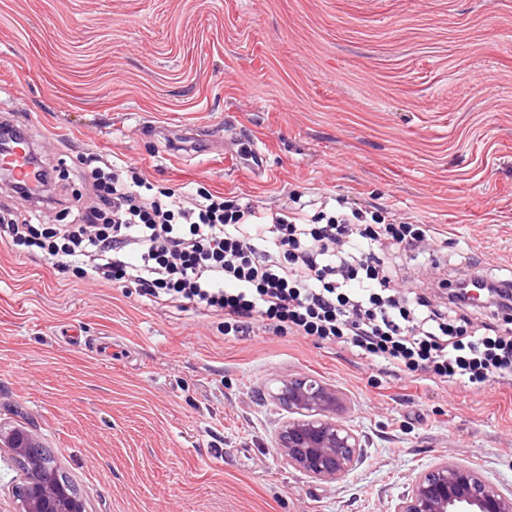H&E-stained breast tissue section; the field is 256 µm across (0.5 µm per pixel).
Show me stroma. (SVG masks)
<instances>
[{"label":"stroma","mask_w":512,"mask_h":512,"mask_svg":"<svg viewBox=\"0 0 512 512\" xmlns=\"http://www.w3.org/2000/svg\"><path fill=\"white\" fill-rule=\"evenodd\" d=\"M0 111L63 201L96 153L268 211L342 196L431 225L392 260L402 289L475 260L512 279V0H0ZM245 134L270 148L258 179L222 155ZM295 375L338 388L364 440L335 482L273 449L268 390ZM0 425L36 432L88 512H385L445 457L512 487V384L401 379L259 324L228 340L1 246Z\"/></svg>","instance_id":"stroma-1"}]
</instances>
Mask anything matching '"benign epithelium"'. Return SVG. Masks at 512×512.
I'll list each match as a JSON object with an SVG mask.
<instances>
[{
	"instance_id": "1",
	"label": "benign epithelium",
	"mask_w": 512,
	"mask_h": 512,
	"mask_svg": "<svg viewBox=\"0 0 512 512\" xmlns=\"http://www.w3.org/2000/svg\"><path fill=\"white\" fill-rule=\"evenodd\" d=\"M273 400L288 410L276 453L306 476L334 482L348 474L361 457L362 439L343 424L341 392L311 376L278 382ZM33 431H6L0 426V452L22 472L12 512H86L57 467L35 454ZM386 512H512V489L505 490L482 472L443 458L409 478L407 491Z\"/></svg>"
}]
</instances>
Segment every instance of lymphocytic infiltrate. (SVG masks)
I'll use <instances>...</instances> for the list:
<instances>
[{
    "instance_id": "obj_1",
    "label": "lymphocytic infiltrate",
    "mask_w": 512,
    "mask_h": 512,
    "mask_svg": "<svg viewBox=\"0 0 512 512\" xmlns=\"http://www.w3.org/2000/svg\"><path fill=\"white\" fill-rule=\"evenodd\" d=\"M86 173L93 199L51 228L40 227L41 207L14 185L25 208L21 219H0V241L92 282L131 283L152 303L197 308L222 320L228 336L260 323L435 385L483 391L512 378V337L475 328L459 281L448 282V304L438 309L391 288L380 247H418L429 225L390 222L384 209L342 198L314 212L295 196L270 213L205 189L178 194L98 156Z\"/></svg>"
}]
</instances>
